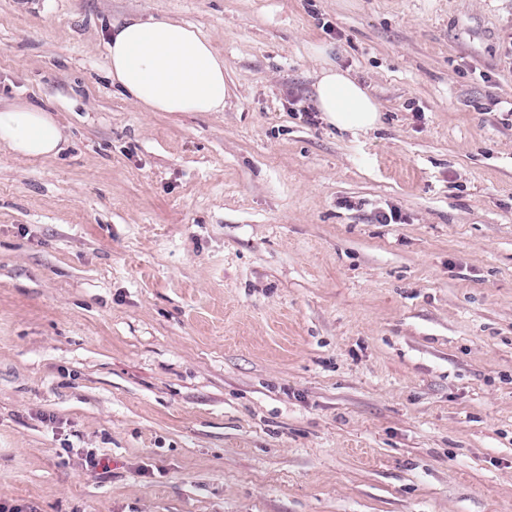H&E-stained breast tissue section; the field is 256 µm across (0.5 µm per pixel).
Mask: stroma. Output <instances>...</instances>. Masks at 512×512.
<instances>
[{
    "instance_id": "obj_1",
    "label": "stroma",
    "mask_w": 512,
    "mask_h": 512,
    "mask_svg": "<svg viewBox=\"0 0 512 512\" xmlns=\"http://www.w3.org/2000/svg\"><path fill=\"white\" fill-rule=\"evenodd\" d=\"M124 17L207 38L224 110L114 87ZM18 100L64 141L0 146L1 503L512 512V0H0ZM315 104L340 132H367L378 127L379 106L348 70L334 64L321 67L314 84Z\"/></svg>"
}]
</instances>
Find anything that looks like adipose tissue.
Segmentation results:
<instances>
[{"mask_svg": "<svg viewBox=\"0 0 512 512\" xmlns=\"http://www.w3.org/2000/svg\"><path fill=\"white\" fill-rule=\"evenodd\" d=\"M108 76L122 93L148 112H220L232 97L224 59L193 28L173 20L127 17L113 22ZM318 111L338 131L376 129L375 99L349 71L327 64L316 74ZM63 132L47 109L28 103L0 107V144L16 156L56 155Z\"/></svg>", "mask_w": 512, "mask_h": 512, "instance_id": "1", "label": "adipose tissue"}]
</instances>
